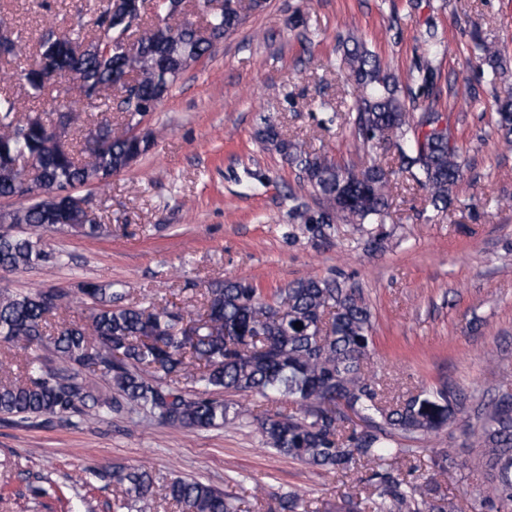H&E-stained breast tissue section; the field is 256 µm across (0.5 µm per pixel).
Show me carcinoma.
<instances>
[{"label": "carcinoma", "mask_w": 512, "mask_h": 512, "mask_svg": "<svg viewBox=\"0 0 512 512\" xmlns=\"http://www.w3.org/2000/svg\"><path fill=\"white\" fill-rule=\"evenodd\" d=\"M182 5L183 0H124L116 11L107 4L86 35L48 30L39 41L38 59L24 70L29 93L37 97L69 82L97 108L104 93L116 88L118 111L131 120L145 116L180 74L240 23L233 10L212 14L203 37L196 26L174 22ZM149 13L156 23L135 49H125V39ZM344 64L356 84L350 110L356 112L362 145L373 148L396 136L398 170L374 161L355 172L268 124L260 132L264 149L300 172L316 202L294 204L291 219L314 239L341 222L381 224L397 171L425 190L436 210L447 211L463 160L449 131L437 129L440 115H415L416 100L401 96L398 80L383 72L364 44L355 40L344 47ZM78 118L69 112L59 128L38 113L20 115L16 99L0 94V198L19 195L21 161L27 158L38 159L37 180L45 189L75 191L102 185L147 151L145 140L114 136L102 119L96 127L112 140L97 149L84 144L86 157L79 159L65 144L69 124ZM496 129L512 142V94L498 101ZM0 217L22 229L20 235L0 233V267L10 270L57 259L41 245L51 228L91 238L109 232L62 202L37 198ZM130 295L121 283L83 281L75 296L89 316L53 323L70 292L1 290L0 336L24 351L50 344L59 367L30 362L22 378L0 380V417L68 421L137 408L181 430L222 428L251 418L268 449L281 456L341 477L359 468L368 471L364 486L343 497L341 512H461L436 480L411 477L410 449L400 441L435 435L463 410L467 395L443 387L390 399L386 384L367 366L371 308L340 276L295 280L269 297L248 281L226 279L206 289L204 312L196 319L174 303L157 308L133 302ZM98 379L108 384L110 395L96 392ZM237 395L284 400L293 409L255 414ZM469 439L470 447L479 449L487 481L480 507L512 512L511 393L484 405ZM99 476L111 477L122 489L118 508L150 512L154 480L147 469L115 467ZM165 491L181 512H245L240 499L199 480L176 477ZM268 512L319 510L288 492L268 505Z\"/></svg>", "instance_id": "obj_1"}]
</instances>
